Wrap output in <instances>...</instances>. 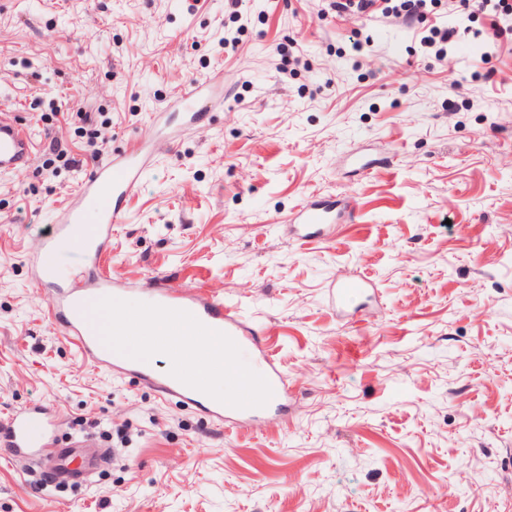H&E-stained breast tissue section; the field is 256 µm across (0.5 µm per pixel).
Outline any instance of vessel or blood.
<instances>
[{
    "label": "vessel or blood",
    "mask_w": 512,
    "mask_h": 512,
    "mask_svg": "<svg viewBox=\"0 0 512 512\" xmlns=\"http://www.w3.org/2000/svg\"><path fill=\"white\" fill-rule=\"evenodd\" d=\"M215 79L202 78L189 82L173 99L169 107L197 121L200 113L211 103ZM36 145L26 128L10 112L0 113V174L19 173L31 165ZM149 154L144 144L109 155L92 167L79 189L57 213L48 231L43 251L32 261L37 281L54 284V305L51 316L61 333L96 365L125 368L136 365L135 359L121 355L114 342L103 338L92 326L86 309L110 311L123 303L129 286L113 278L100 267L99 259L112 241V227L124 223L126 200L130 191L140 183L148 169ZM342 217L332 198H320L301 205L289 219L298 237L310 238L320 233L323 225L337 223ZM79 251L82 261L77 273L62 283L54 281V258L63 247ZM369 282L364 278L342 279L332 288L337 308H344L348 294L364 291ZM137 291L143 303L142 312L161 311L170 317V331L180 336L192 332L193 338L181 353L183 361L201 359L208 353L207 339L222 336L236 348H246L256 356V368L241 366L237 356H230L225 367V380L234 385L236 396L229 402L206 399L205 377L193 371L180 376L154 375L142 367L144 380L164 396H177L183 401L202 407L213 420L228 427H243L259 415L279 410L290 397L285 376L270 357L257 332L243 320L239 311L225 304L223 298L201 292L187 296L175 289L166 279L154 278L144 282ZM142 312H128L125 335L141 337L153 345L151 333L139 324ZM53 421L49 411L20 410L12 414L6 428L5 447L18 450L45 451L51 444L49 429ZM68 449H60L51 474L52 482H82L86 472L70 469L65 460Z\"/></svg>",
    "instance_id": "b4317fda"
}]
</instances>
